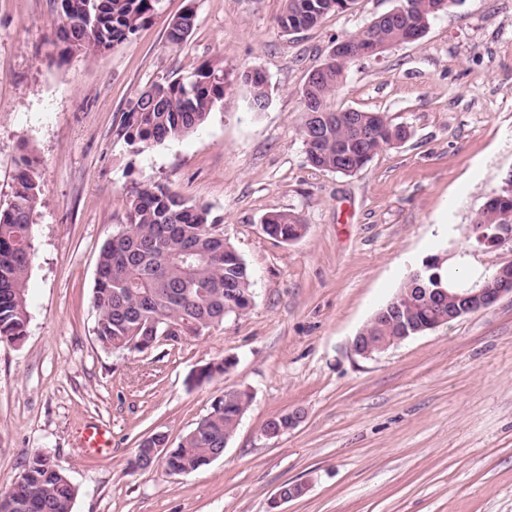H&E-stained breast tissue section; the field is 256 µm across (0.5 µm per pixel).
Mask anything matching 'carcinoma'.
<instances>
[{"label": "carcinoma", "instance_id": "obj_1", "mask_svg": "<svg viewBox=\"0 0 512 512\" xmlns=\"http://www.w3.org/2000/svg\"><path fill=\"white\" fill-rule=\"evenodd\" d=\"M56 8L55 43L59 58L72 54L94 56L128 41L151 23L162 0H53ZM351 0H285L278 25L285 32L309 29ZM409 5L408 15H397L376 25L378 43L393 46L408 34L426 28L446 0H400ZM195 16L183 13L169 22L167 41L178 46L190 35ZM347 62L331 64L302 98L329 107V100L342 84ZM249 88V109L261 112L268 100L265 76L244 71L235 76L218 60L201 61L187 78L152 84L122 113L116 136L129 146L144 149L178 139L198 130L210 113L224 101L233 83ZM357 128L345 113H321L320 126L303 120L301 134L308 161L316 168L350 175L360 171L382 149L404 137L385 116L358 112ZM493 192L475 218L477 224L495 227L512 217V179ZM40 194L39 161L27 150L15 161L11 200L0 207V341L20 339L30 321L26 281L34 259L33 217ZM266 234L286 240L302 226L299 216L274 213L268 216ZM419 277L409 278L393 301L401 303L402 320L415 327L437 314L422 298L409 294L412 288H454L460 280L430 258L418 268ZM251 274L242 257L227 242L221 225L211 218L204 204L190 203L169 185L149 182L131 195L126 224L102 244L93 288L96 312L95 335L103 348L132 351V344L182 324L197 336L245 311L253 301ZM364 331L379 338L397 335L389 307ZM224 373V359L198 369L193 381L201 382ZM250 395L226 402L215 397L209 413L182 436L162 460L171 475L188 474L224 453V440L238 428ZM77 490L63 469L41 453L29 458L23 472L6 490L0 491V512H72Z\"/></svg>", "mask_w": 512, "mask_h": 512}]
</instances>
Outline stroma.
Listing matches in <instances>:
<instances>
[{
    "label": "stroma",
    "mask_w": 512,
    "mask_h": 512,
    "mask_svg": "<svg viewBox=\"0 0 512 512\" xmlns=\"http://www.w3.org/2000/svg\"><path fill=\"white\" fill-rule=\"evenodd\" d=\"M398 0H351L313 28L276 22L284 0H163L127 42L59 59L53 0H0V204L23 149L40 160L30 323L0 343V489L47 449L77 490L72 512H512V295L363 357L351 343L409 273L438 256L449 277L512 263V242L479 243L477 212L512 173V0H455L418 40L352 60L329 105L378 112L406 139L352 175L314 168L301 91L332 47ZM192 10L178 46L169 22ZM205 59L260 70L265 111L233 84L188 136L143 150L115 128L153 83ZM163 182L210 206L246 262L254 298L240 317L186 342L112 352L95 335L99 250L126 222L132 191ZM291 212V243L262 230ZM234 366L196 384L197 368ZM250 405L223 456L183 475L130 471L140 442L177 443L224 388ZM304 414L281 437L272 417ZM112 444L91 456L85 426Z\"/></svg>",
    "instance_id": "obj_1"
}]
</instances>
